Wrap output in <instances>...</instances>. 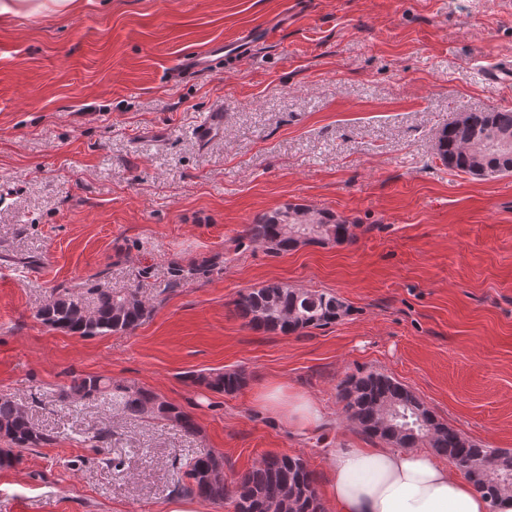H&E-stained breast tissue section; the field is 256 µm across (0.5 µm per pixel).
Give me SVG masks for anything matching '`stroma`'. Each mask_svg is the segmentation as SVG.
Wrapping results in <instances>:
<instances>
[{
	"label": "stroma",
	"instance_id": "1",
	"mask_svg": "<svg viewBox=\"0 0 512 512\" xmlns=\"http://www.w3.org/2000/svg\"><path fill=\"white\" fill-rule=\"evenodd\" d=\"M286 14L274 38L191 76L182 60ZM512 0H81L0 21V395L54 444L0 470V512H168L205 453L232 481L269 454L304 460L325 512L328 449L370 441L339 397L380 371L471 439L512 451V174L445 165L441 130L512 109ZM224 131L199 147L216 106ZM353 222L354 243L274 256L240 241L284 204ZM227 255L174 281L171 261ZM269 282L336 292L352 312L302 334L256 332L232 306ZM137 290L130 334L47 328L55 289ZM239 369L227 395L190 373ZM150 389L193 414L188 435L101 401L59 400L71 373ZM314 401L300 430L259 396ZM110 428L108 444L90 437Z\"/></svg>",
	"mask_w": 512,
	"mask_h": 512
}]
</instances>
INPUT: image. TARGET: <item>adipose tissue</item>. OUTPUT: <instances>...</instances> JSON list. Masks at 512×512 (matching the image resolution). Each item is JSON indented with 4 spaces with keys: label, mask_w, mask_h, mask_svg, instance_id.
Returning <instances> with one entry per match:
<instances>
[{
    "label": "adipose tissue",
    "mask_w": 512,
    "mask_h": 512,
    "mask_svg": "<svg viewBox=\"0 0 512 512\" xmlns=\"http://www.w3.org/2000/svg\"><path fill=\"white\" fill-rule=\"evenodd\" d=\"M262 402L300 428L321 419L311 400L285 395L278 386ZM326 462L329 499L336 512H512V495L489 503L466 479L423 450L332 448Z\"/></svg>",
    "instance_id": "1"
}]
</instances>
